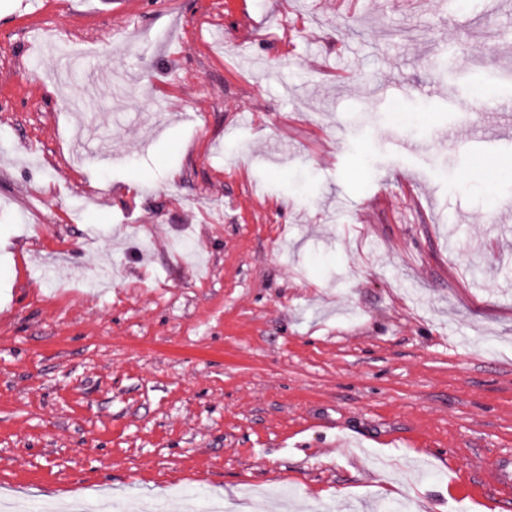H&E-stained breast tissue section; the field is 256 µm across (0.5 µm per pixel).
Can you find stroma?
<instances>
[{
  "mask_svg": "<svg viewBox=\"0 0 512 512\" xmlns=\"http://www.w3.org/2000/svg\"><path fill=\"white\" fill-rule=\"evenodd\" d=\"M0 144L12 512H512V5L0 0Z\"/></svg>",
  "mask_w": 512,
  "mask_h": 512,
  "instance_id": "obj_1",
  "label": "stroma"
}]
</instances>
